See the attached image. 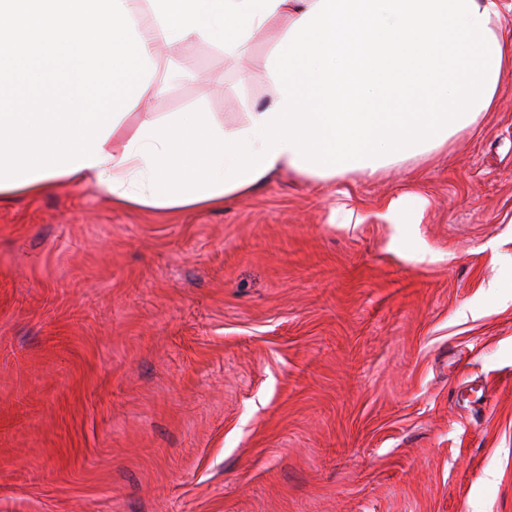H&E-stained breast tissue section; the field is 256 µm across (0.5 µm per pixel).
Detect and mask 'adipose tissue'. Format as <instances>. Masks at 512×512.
<instances>
[{
	"instance_id": "ef3b65f1",
	"label": "adipose tissue",
	"mask_w": 512,
	"mask_h": 512,
	"mask_svg": "<svg viewBox=\"0 0 512 512\" xmlns=\"http://www.w3.org/2000/svg\"><path fill=\"white\" fill-rule=\"evenodd\" d=\"M512 0H0V200L72 182L115 209L210 210L288 171L320 188L429 158L494 111ZM269 95L234 122L144 104L157 49L205 44Z\"/></svg>"
}]
</instances>
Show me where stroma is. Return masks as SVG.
<instances>
[{
    "mask_svg": "<svg viewBox=\"0 0 512 512\" xmlns=\"http://www.w3.org/2000/svg\"><path fill=\"white\" fill-rule=\"evenodd\" d=\"M266 54L162 48L147 109L234 121ZM0 512H512V80L366 181L1 201ZM393 216H396L397 224H418L421 222V208L414 202L411 195L400 194L388 201L383 214V217L389 221Z\"/></svg>",
    "mask_w": 512,
    "mask_h": 512,
    "instance_id": "stroma-1",
    "label": "stroma"
}]
</instances>
